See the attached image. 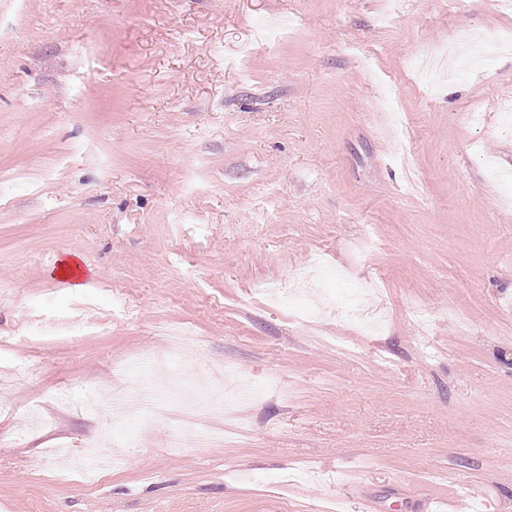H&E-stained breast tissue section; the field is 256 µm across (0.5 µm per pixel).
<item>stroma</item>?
Here are the masks:
<instances>
[{
  "instance_id": "obj_1",
  "label": "stroma",
  "mask_w": 512,
  "mask_h": 512,
  "mask_svg": "<svg viewBox=\"0 0 512 512\" xmlns=\"http://www.w3.org/2000/svg\"><path fill=\"white\" fill-rule=\"evenodd\" d=\"M466 29L512 41V11L0 0V512H512V206L482 161L512 170V51L455 81L414 65ZM342 268L383 331L322 299ZM299 270L290 305L253 291ZM169 329L205 379L278 376L207 418L231 442L55 403L128 389ZM91 442L125 466L51 464ZM79 256L74 253L65 254V257H62L59 261L57 273L60 279L68 280L69 288H84V272L80 269V264L78 262ZM76 271H79V274L76 275Z\"/></svg>"
}]
</instances>
